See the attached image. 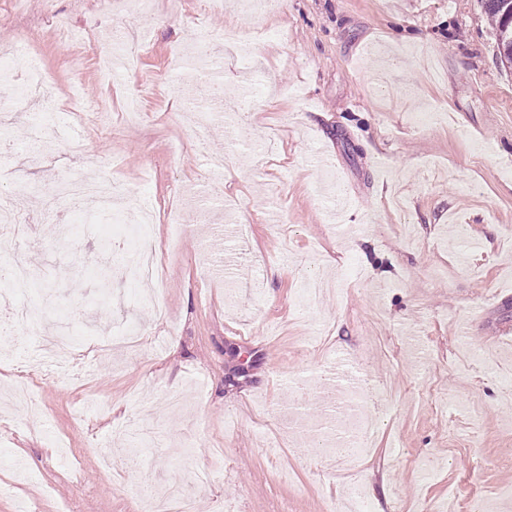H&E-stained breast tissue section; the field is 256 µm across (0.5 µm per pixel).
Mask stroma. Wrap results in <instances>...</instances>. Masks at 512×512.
Listing matches in <instances>:
<instances>
[{
	"label": "stroma",
	"mask_w": 512,
	"mask_h": 512,
	"mask_svg": "<svg viewBox=\"0 0 512 512\" xmlns=\"http://www.w3.org/2000/svg\"><path fill=\"white\" fill-rule=\"evenodd\" d=\"M136 2L0 0V51L27 37L60 101L104 112L77 128L85 154L58 146L55 168L108 179L152 213L158 242L180 237L159 255L164 322L141 307L142 285L98 275L101 242L129 228L72 224L63 251L41 224L0 247V265L31 271L0 312L42 310L80 373L41 381L35 414L0 398V512H142L141 487L166 484L195 512H327L352 483L374 512H468L477 494L512 512V392L499 383L512 376V70L479 0H285L258 18L234 0ZM257 25L263 53L212 74L231 97L252 75L251 111L196 141L174 52L201 26ZM118 33L134 68L106 79L95 48ZM437 109L447 119L418 123ZM214 157L220 182L206 178ZM14 162L43 182L24 151ZM25 183L0 169V192L45 207ZM312 275L342 289L304 308ZM37 341L0 338V391ZM340 355L370 382L358 404L378 420L351 476L317 433ZM141 421L163 444L133 459Z\"/></svg>",
	"instance_id": "35a3bbf8"
}]
</instances>
